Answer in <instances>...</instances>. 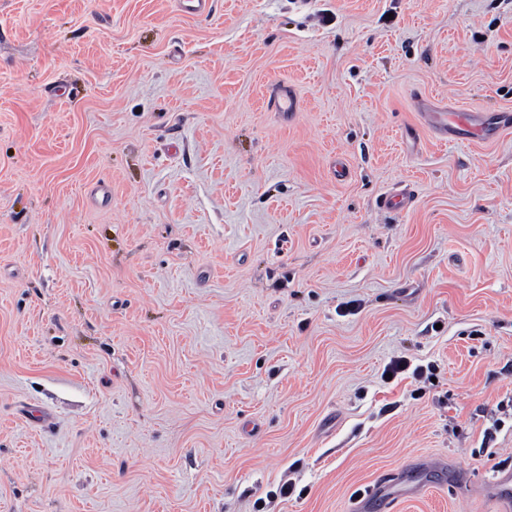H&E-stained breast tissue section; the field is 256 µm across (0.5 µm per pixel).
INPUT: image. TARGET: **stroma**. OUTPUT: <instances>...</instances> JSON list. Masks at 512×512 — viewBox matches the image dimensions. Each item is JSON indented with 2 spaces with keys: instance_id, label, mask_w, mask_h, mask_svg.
Here are the masks:
<instances>
[{
  "instance_id": "obj_1",
  "label": "stroma",
  "mask_w": 512,
  "mask_h": 512,
  "mask_svg": "<svg viewBox=\"0 0 512 512\" xmlns=\"http://www.w3.org/2000/svg\"><path fill=\"white\" fill-rule=\"evenodd\" d=\"M417 93L512 113V0H0V512H501L512 129ZM269 103L280 112H296V91L287 84L273 83L269 87ZM425 102L420 100L418 104L423 106L425 119L437 135L448 139L483 138L484 120L481 113L458 108H438L428 106Z\"/></svg>"
}]
</instances>
